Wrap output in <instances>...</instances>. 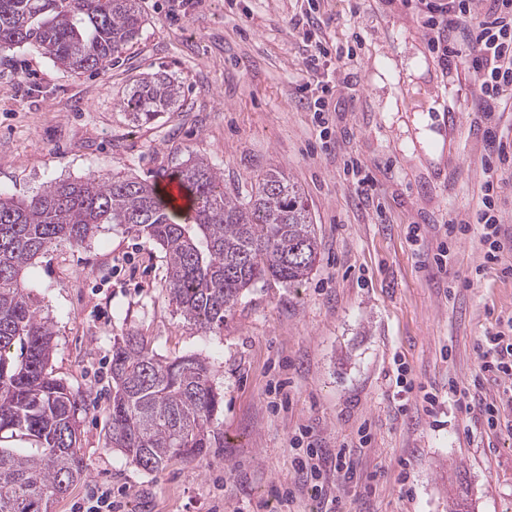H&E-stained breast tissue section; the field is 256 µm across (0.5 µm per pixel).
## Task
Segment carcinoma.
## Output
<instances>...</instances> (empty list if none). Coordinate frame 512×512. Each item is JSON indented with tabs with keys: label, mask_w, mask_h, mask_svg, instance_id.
I'll return each mask as SVG.
<instances>
[{
	"label": "carcinoma",
	"mask_w": 512,
	"mask_h": 512,
	"mask_svg": "<svg viewBox=\"0 0 512 512\" xmlns=\"http://www.w3.org/2000/svg\"><path fill=\"white\" fill-rule=\"evenodd\" d=\"M138 0H0V55L36 50L70 71L104 70L137 39ZM179 88L144 75L123 102L137 122L169 110ZM176 176L192 201L183 217L136 177L59 180L21 201L0 191V512H51L87 470L79 448L83 394L49 371L52 326L25 282L32 261L66 242L80 246L103 224L145 235L167 258V292L191 326L219 333L242 291L258 281L300 284L318 242L306 198L277 169L239 196L207 160ZM108 445L157 472L213 447L223 399L209 362L162 360L143 336L112 342Z\"/></svg>",
	"instance_id": "cac0c4a2"
}]
</instances>
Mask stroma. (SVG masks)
I'll return each instance as SVG.
<instances>
[{"label":"stroma","instance_id":"1","mask_svg":"<svg viewBox=\"0 0 512 512\" xmlns=\"http://www.w3.org/2000/svg\"><path fill=\"white\" fill-rule=\"evenodd\" d=\"M139 5L142 31L107 70L67 71L29 48L0 55V189L24 198L91 174L157 184L194 154L244 192L277 168L305 194L318 259L299 286L245 290L215 334L184 321L164 252L124 226L39 255L26 278L52 324L49 368L85 399L87 472L53 512L102 488L118 512H278L284 483L291 512H316L295 472L308 444L353 449L354 478L324 479L345 512H448L458 496L471 512H512V381L479 378L476 352L512 317V277L481 267L483 124L468 70L439 63L402 0ZM310 12L307 40L295 23ZM313 39L353 50L324 66L325 133L309 106L322 95L305 65ZM147 73L180 97L142 124L122 102ZM361 177L372 203L357 194ZM454 220L468 232L448 237ZM129 332L162 357L210 361L224 414L206 455L150 473L107 447L112 339ZM401 362L409 393L396 384ZM452 382L496 404V426L465 412Z\"/></svg>","mask_w":512,"mask_h":512}]
</instances>
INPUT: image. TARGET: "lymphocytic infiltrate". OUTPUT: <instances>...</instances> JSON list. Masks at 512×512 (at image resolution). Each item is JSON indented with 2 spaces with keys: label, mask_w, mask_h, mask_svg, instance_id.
<instances>
[{
  "label": "lymphocytic infiltrate",
  "mask_w": 512,
  "mask_h": 512,
  "mask_svg": "<svg viewBox=\"0 0 512 512\" xmlns=\"http://www.w3.org/2000/svg\"><path fill=\"white\" fill-rule=\"evenodd\" d=\"M428 32V43L440 63L463 57L477 83L476 95L484 124L485 176L482 208L477 221L482 226L485 246L483 266L512 276V265H502L501 255L508 238L502 230L503 216L495 197L499 174L512 159L499 132L505 99L512 98V0H408ZM480 371L495 377L512 378V336L498 331L487 334L478 348ZM333 469L351 478L355 464L347 448L334 456L310 447L298 462L299 473L310 478L313 497L320 512H340V496L327 497L319 479L323 470Z\"/></svg>",
  "instance_id": "f902f5d3"
}]
</instances>
